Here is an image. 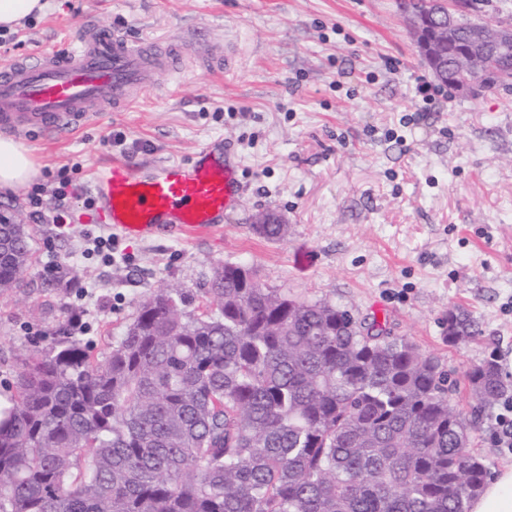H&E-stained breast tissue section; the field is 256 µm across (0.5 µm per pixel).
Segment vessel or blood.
<instances>
[{"label":"vessel or blood","mask_w":512,"mask_h":512,"mask_svg":"<svg viewBox=\"0 0 512 512\" xmlns=\"http://www.w3.org/2000/svg\"><path fill=\"white\" fill-rule=\"evenodd\" d=\"M186 55L183 44L161 51L98 27L65 50L0 62V131L43 126L68 135L89 120L88 102L128 105L159 65L178 70ZM94 183L105 224L128 236L143 235L165 219L184 236L219 229L235 192L232 173L204 150L192 163L164 164L149 174L116 159L97 168Z\"/></svg>","instance_id":"b4317fda"}]
</instances>
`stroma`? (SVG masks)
Wrapping results in <instances>:
<instances>
[{"label":"stroma","instance_id":"1","mask_svg":"<svg viewBox=\"0 0 512 512\" xmlns=\"http://www.w3.org/2000/svg\"><path fill=\"white\" fill-rule=\"evenodd\" d=\"M52 3L16 28L0 59L66 49L99 25L134 42H184L188 55L181 72L157 73L126 108L91 105V120L70 139L19 136L44 193L36 217L30 186L0 192V210L26 225L31 247L23 283L0 294V392L13 390L19 355L50 347L73 314L101 360L142 298L169 285L199 291L227 263L410 337L439 360L464 411L474 405L475 362L496 355L512 381V93L471 97L436 83L399 0ZM215 55L224 59L218 74L207 66ZM423 83L426 99L416 91ZM116 133L123 144L112 143ZM203 148L243 188L220 230L119 234L109 266L87 253L88 235L108 232L92 202L96 167L115 158L141 171L189 164ZM61 169L74 185L63 229L52 196ZM267 211L285 219L283 239L253 232L254 215ZM457 306L482 334L454 345L448 311ZM501 411H482L472 440L493 474L512 465V452L491 440Z\"/></svg>","mask_w":512,"mask_h":512}]
</instances>
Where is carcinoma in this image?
I'll list each match as a JSON object with an SVG mask.
<instances>
[{
    "label": "carcinoma",
    "mask_w": 512,
    "mask_h": 512,
    "mask_svg": "<svg viewBox=\"0 0 512 512\" xmlns=\"http://www.w3.org/2000/svg\"><path fill=\"white\" fill-rule=\"evenodd\" d=\"M456 5L436 80L456 89L457 57L476 53L480 83L512 92V52L485 50L472 0ZM30 257L23 225L0 224L1 293ZM203 296L215 306L200 312L185 288L153 292L103 361L68 332L22 359L0 422V512H468L489 471L437 359L243 264ZM481 333L448 310V342ZM467 377L477 413L512 390L492 354Z\"/></svg>",
    "instance_id": "1"
}]
</instances>
